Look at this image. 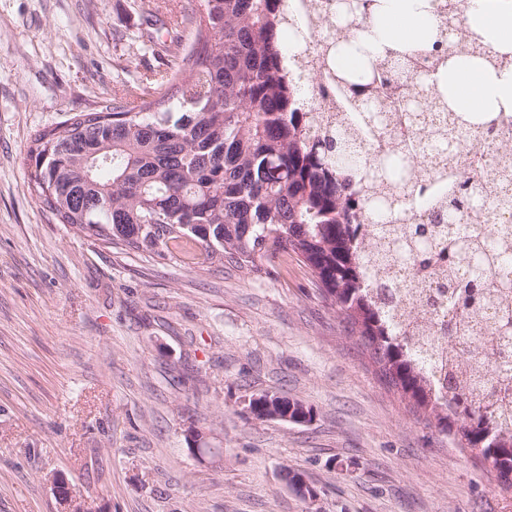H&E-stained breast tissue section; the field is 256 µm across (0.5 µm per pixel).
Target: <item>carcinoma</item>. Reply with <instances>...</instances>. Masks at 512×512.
I'll list each match as a JSON object with an SVG mask.
<instances>
[{
	"mask_svg": "<svg viewBox=\"0 0 512 512\" xmlns=\"http://www.w3.org/2000/svg\"><path fill=\"white\" fill-rule=\"evenodd\" d=\"M183 23L193 44L176 48L164 88L137 86L131 102L37 131L28 149V190L60 224L137 252L173 248L186 263H229L258 277L259 261L292 253L313 274L379 364L388 385L419 406L442 409L438 426L490 462L512 488V223L471 224L512 196V168L497 176L456 165L457 128L483 135L499 115L457 111L448 83L409 87L426 63L483 55L481 37L460 39L455 13L447 36L402 55L366 54L362 74L336 71L330 91L352 123L386 148L360 154L340 130H312L302 89L288 77L282 44L292 26L285 0H203ZM346 38L370 17L364 0H337ZM443 170L419 181L422 160ZM371 188V196L362 188ZM380 213L365 233L361 221ZM404 266V287L367 281L366 264ZM409 319L448 339V359L426 374L413 335L391 316L404 297Z\"/></svg>",
	"mask_w": 512,
	"mask_h": 512,
	"instance_id": "1",
	"label": "carcinoma"
}]
</instances>
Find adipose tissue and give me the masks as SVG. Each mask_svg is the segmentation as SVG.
<instances>
[{
	"instance_id": "ef3b65f1",
	"label": "adipose tissue",
	"mask_w": 512,
	"mask_h": 512,
	"mask_svg": "<svg viewBox=\"0 0 512 512\" xmlns=\"http://www.w3.org/2000/svg\"><path fill=\"white\" fill-rule=\"evenodd\" d=\"M469 28L491 50L512 53V0H471ZM445 34L435 0H379L374 16L356 30L350 46L336 55L345 71L360 70L362 50L403 54L431 46ZM448 91L463 112H512V66L496 69L485 62L453 64Z\"/></svg>"
}]
</instances>
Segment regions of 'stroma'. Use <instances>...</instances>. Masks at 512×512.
<instances>
[{"instance_id":"1","label":"stroma","mask_w":512,"mask_h":512,"mask_svg":"<svg viewBox=\"0 0 512 512\" xmlns=\"http://www.w3.org/2000/svg\"><path fill=\"white\" fill-rule=\"evenodd\" d=\"M201 9L0 0V512H512L297 259L198 269L84 237L29 193L32 134L164 68L170 37L144 38L146 13ZM263 392L313 421L248 415Z\"/></svg>"}]
</instances>
